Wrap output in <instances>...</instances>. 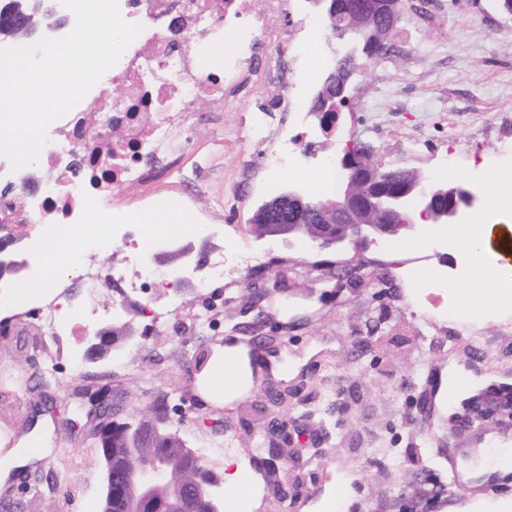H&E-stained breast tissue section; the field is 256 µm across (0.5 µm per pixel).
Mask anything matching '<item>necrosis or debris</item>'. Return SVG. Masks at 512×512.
<instances>
[{
	"label": "necrosis or debris",
	"mask_w": 512,
	"mask_h": 512,
	"mask_svg": "<svg viewBox=\"0 0 512 512\" xmlns=\"http://www.w3.org/2000/svg\"><path fill=\"white\" fill-rule=\"evenodd\" d=\"M286 0H119L125 21L142 30L127 47L111 73L103 75L81 101L50 124L48 141L38 163L47 180L19 203L17 172L0 155V233L42 225L52 236H62L83 225L89 209H102L112 225L109 237H85L76 256L85 282L112 286L118 306L130 294L155 280L146 259V236L141 225L115 206L118 192L129 185L150 182L158 171L175 174L177 145L186 139L185 117L200 102L220 109L227 90L257 80L252 66L241 58L225 59L222 68L201 74L198 57L182 51L175 37L211 32L236 23L243 58H253V33L275 36L274 17L283 13ZM304 100L260 108L249 131L258 143L281 140V165L289 174L311 181L315 191L328 190L327 171L314 172L296 162L300 136L288 131L289 114H302ZM120 249L127 263L123 270L97 266L96 254ZM266 255L235 246L213 253L206 265L205 282H235L245 270L262 266Z\"/></svg>",
	"instance_id": "4bbe7bcc"
}]
</instances>
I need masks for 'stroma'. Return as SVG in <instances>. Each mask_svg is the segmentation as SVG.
I'll return each mask as SVG.
<instances>
[{
	"label": "stroma",
	"mask_w": 512,
	"mask_h": 512,
	"mask_svg": "<svg viewBox=\"0 0 512 512\" xmlns=\"http://www.w3.org/2000/svg\"><path fill=\"white\" fill-rule=\"evenodd\" d=\"M394 51L353 78L356 98L338 128L318 119L304 129V164L336 155L348 137L371 144L388 169L414 168L448 185L468 180L512 190V17L498 0H427L407 10L392 38ZM290 85L266 80L260 95L233 90L214 124L188 114L202 162L187 160L180 182L157 172L145 187L123 191V210L155 211L159 202L199 187L184 215L207 227L193 242L200 256L234 243L258 247L250 225L256 207L292 178L277 166L275 144L254 146L246 126L257 105L289 97ZM490 160L491 170L473 165ZM465 263L450 224H426L392 251L319 249L306 242L278 244L268 266L244 272L209 327L193 330L189 315L209 305L199 280L158 288L180 306L163 321L134 311L137 336L103 360L86 358L94 328L75 320L55 332L36 320L41 302L0 313V461L25 438L48 454L12 471L0 490V512H94L103 474L96 408L111 403L123 420L165 403L169 423L187 447L200 451L216 473L230 455L247 458L263 480L256 512H316L341 481L354 496L347 512H452L478 493L512 500V478L489 476L472 489L448 474L449 458L470 460L489 439L512 447V408L459 430L436 393L449 368L484 383L501 400L512 397V305L487 296L475 322L457 318ZM353 280L338 278L344 266ZM436 272L443 285L405 292L404 273ZM265 291L260 309L253 291ZM238 337L261 361L288 357V378L261 369L251 391L231 407L206 405L197 377L214 349ZM282 424L269 433L271 421ZM296 450L269 470L261 449ZM430 496L414 495L412 481Z\"/></svg>",
	"instance_id": "stroma-1"
}]
</instances>
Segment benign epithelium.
Listing matches in <instances>:
<instances>
[{
    "label": "benign epithelium",
    "mask_w": 512,
    "mask_h": 512,
    "mask_svg": "<svg viewBox=\"0 0 512 512\" xmlns=\"http://www.w3.org/2000/svg\"><path fill=\"white\" fill-rule=\"evenodd\" d=\"M321 7L322 20L330 37L340 42L342 53L329 76L315 95L313 113L320 126H334L342 109L351 105L352 73L360 70L362 60H377L388 48L387 41L367 49L364 43L350 35V31L372 27L382 17L391 20L382 26L392 30L405 10V0H361L354 9L348 0H313ZM35 29L33 18L22 0H12L0 11V35L26 37ZM373 147L367 143L348 139L342 152L332 158L336 167L340 194L334 200H317L302 185L290 184L281 192L263 201L250 223L259 240L277 238L288 243L305 239L319 248L352 244L367 248L380 241L393 242L402 233L416 230L410 217L417 211L431 224H459L482 199L481 192L470 183H460L449 190L442 184L418 178L411 184L398 185L400 170L387 169L379 164L359 163L367 158ZM194 246L179 240L164 241L153 262L173 255L185 261L193 255ZM24 262L0 246V271L16 273ZM113 324L99 327L87 348L90 361L105 358L112 349ZM128 429V422L110 415L101 419L96 427L104 471L102 510L112 512L114 503L126 499L135 506L144 501L161 505L170 496L179 494L182 486L165 459L155 456L144 463L133 484L127 488L112 483L114 469L119 466L113 456L112 435Z\"/></svg>",
    "instance_id": "obj_1"
}]
</instances>
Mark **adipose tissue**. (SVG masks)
Masks as SVG:
<instances>
[{"label": "adipose tissue", "instance_id": "adipose-tissue-1", "mask_svg": "<svg viewBox=\"0 0 512 512\" xmlns=\"http://www.w3.org/2000/svg\"><path fill=\"white\" fill-rule=\"evenodd\" d=\"M485 201L487 211L497 214V222L483 225L478 231L464 225L459 231V247L468 258L459 277L471 286L465 301L475 313L483 309L484 297L488 292L512 281V266L500 261L502 252L512 246V220L501 212L504 205L502 196L490 190L486 193ZM43 255L42 277L18 288L7 299V307L17 308L51 293L75 274L74 235L62 239L49 238L44 245ZM252 366L248 348L236 340H228L221 351L209 359L198 378L200 399L207 404L231 406L251 388ZM224 480L231 488L225 502V512H254L260 496L259 474L247 463L232 456L224 463Z\"/></svg>", "mask_w": 512, "mask_h": 512}]
</instances>
